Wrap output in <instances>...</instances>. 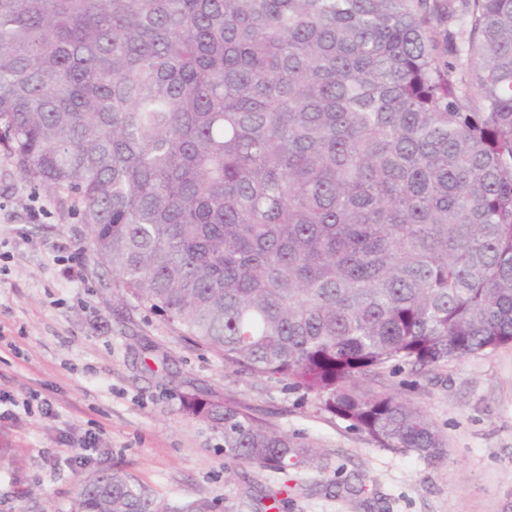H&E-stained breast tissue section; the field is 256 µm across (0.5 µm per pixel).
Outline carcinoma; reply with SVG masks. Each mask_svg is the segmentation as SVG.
Returning <instances> with one entry per match:
<instances>
[{
    "label": "carcinoma",
    "instance_id": "carcinoma-1",
    "mask_svg": "<svg viewBox=\"0 0 512 512\" xmlns=\"http://www.w3.org/2000/svg\"><path fill=\"white\" fill-rule=\"evenodd\" d=\"M0 145L121 295L380 448L445 455L363 380L512 344V0H0ZM183 409L240 465L314 460L250 407ZM218 508L108 468L72 512Z\"/></svg>",
    "mask_w": 512,
    "mask_h": 512
}]
</instances>
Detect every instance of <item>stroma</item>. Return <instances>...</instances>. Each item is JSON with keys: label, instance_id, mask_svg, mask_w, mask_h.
<instances>
[{"label": "stroma", "instance_id": "1", "mask_svg": "<svg viewBox=\"0 0 512 512\" xmlns=\"http://www.w3.org/2000/svg\"><path fill=\"white\" fill-rule=\"evenodd\" d=\"M70 206L0 148V396L19 401L0 419V512H71L102 468L226 512H512V344L385 374L447 456L380 448L314 398L225 367L149 305L118 300ZM189 392L250 406L319 462L285 475L238 466L221 432L184 411Z\"/></svg>", "mask_w": 512, "mask_h": 512}]
</instances>
